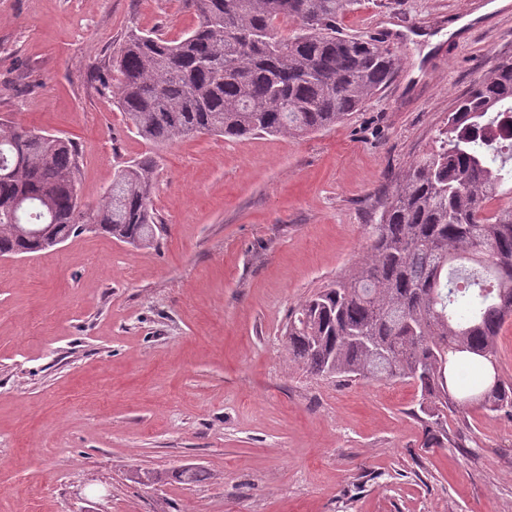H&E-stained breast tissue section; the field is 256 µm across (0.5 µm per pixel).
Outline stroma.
Returning <instances> with one entry per match:
<instances>
[{
    "instance_id": "35a3bbf8",
    "label": "stroma",
    "mask_w": 512,
    "mask_h": 512,
    "mask_svg": "<svg viewBox=\"0 0 512 512\" xmlns=\"http://www.w3.org/2000/svg\"><path fill=\"white\" fill-rule=\"evenodd\" d=\"M511 1L463 22L466 0H358L344 32L415 30L358 111L306 137L155 149L114 105L112 56L130 31L193 28L188 0H0V124L78 142L90 206L155 152L165 226L148 247L85 232L0 257V512H512V417L449 412L428 443L413 384L311 375L285 336L512 54Z\"/></svg>"
}]
</instances>
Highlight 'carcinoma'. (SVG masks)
I'll list each match as a JSON object with an SVG mask.
<instances>
[{
    "label": "carcinoma",
    "mask_w": 512,
    "mask_h": 512,
    "mask_svg": "<svg viewBox=\"0 0 512 512\" xmlns=\"http://www.w3.org/2000/svg\"><path fill=\"white\" fill-rule=\"evenodd\" d=\"M190 2L193 29L175 39L132 32L112 58L116 107L156 146L201 133L305 137L342 122L397 72L394 51L336 28L354 0ZM509 113L511 56L478 79L399 177L363 260L286 327L290 361L312 375L414 383L435 442L446 410L512 416V383L496 358L512 319V141L488 139ZM80 159L70 140L22 125L0 131V257L42 251L14 224L48 227L62 241L90 229L133 246L156 240V156L120 169L93 208L80 204Z\"/></svg>",
    "instance_id": "carcinoma-1"
}]
</instances>
